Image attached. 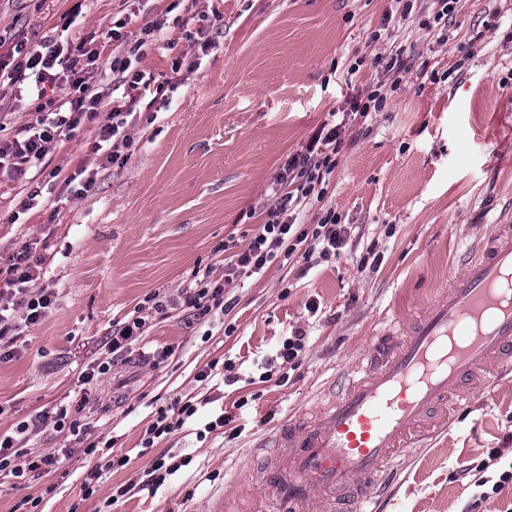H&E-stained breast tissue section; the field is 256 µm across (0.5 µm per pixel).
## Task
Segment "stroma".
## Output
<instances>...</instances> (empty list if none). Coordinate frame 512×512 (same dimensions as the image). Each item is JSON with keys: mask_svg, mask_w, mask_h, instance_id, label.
Returning <instances> with one entry per match:
<instances>
[{"mask_svg": "<svg viewBox=\"0 0 512 512\" xmlns=\"http://www.w3.org/2000/svg\"><path fill=\"white\" fill-rule=\"evenodd\" d=\"M411 2L404 18L398 0H85L68 26L72 0H0V32L32 43L87 41L118 21L131 35L140 8L178 40L173 50L156 42L139 62L166 89L138 91L123 168H100L97 127L87 122L25 175L0 180V254L41 240L43 283L56 295L0 362V433L64 400L82 405L90 440H112L128 459L102 470L90 495L83 482L96 455L73 452L62 475H0V512L27 496L41 497L39 512H209L216 495L224 512H262L269 495L249 468L262 439L340 392L387 319L421 309L496 224L512 222V0H459L444 26L432 0ZM204 12L221 15L214 48L198 70L172 73ZM398 48L410 69L393 89L373 59ZM375 85L382 109L352 114L351 97ZM332 112L345 117L344 143L318 207L349 229L341 256L278 258L239 275L225 287L230 313L190 326L153 321L131 358L80 388L106 337L149 296L176 297L205 268L223 276L225 254L254 234L250 211L279 166ZM85 165L98 171L93 189L60 196L63 179ZM36 185L41 207L18 214ZM298 329L307 342L295 363L273 365ZM156 350L170 351L168 361L154 364ZM213 362L230 365L236 383L197 381ZM176 397L199 402L197 414L144 448L158 407ZM220 413L236 438L204 433ZM493 448L512 459V373L461 400L446 432L388 472L379 512H461L473 488L458 469ZM163 455L190 463L137 489ZM129 483L130 494L113 498Z\"/></svg>", "mask_w": 512, "mask_h": 512, "instance_id": "35a3bbf8", "label": "stroma"}]
</instances>
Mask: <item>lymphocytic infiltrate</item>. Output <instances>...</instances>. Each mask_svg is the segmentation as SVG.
Returning a JSON list of instances; mask_svg holds the SVG:
<instances>
[{
  "mask_svg": "<svg viewBox=\"0 0 512 512\" xmlns=\"http://www.w3.org/2000/svg\"><path fill=\"white\" fill-rule=\"evenodd\" d=\"M163 25L159 20H144L133 43L114 53L110 62H102L101 48L85 43L66 44L46 36L32 46L17 43L0 53V86L19 90L26 81H34L31 120L17 134L5 135L0 123V174L14 178L40 163L56 146L70 139L85 121L96 123L98 143L105 146V160L124 167L133 142L130 117L136 99L134 90L149 88L151 81L136 64L145 47L158 41ZM110 68L117 86L127 98L113 101L111 111L100 109L102 96L95 83L103 68ZM342 127L319 128L303 149L289 154L269 186L270 204L261 206V221L248 243L224 260L223 279L211 271L195 275L177 297L152 295L151 304L138 308L132 317L116 328L107 340L106 359L94 360L80 375L81 384H89L108 374L115 360L121 359L159 318L183 314L187 321H201L217 309H228L225 284L240 274L260 273L276 258L308 259L320 253L323 259L339 257L347 242L348 230L334 210L318 212L315 223L303 224L299 216L314 201L322 200L336 159L342 148ZM44 258L36 240L22 243L0 261V359L9 357V347L20 327L32 326L46 315L55 301L52 289L42 284ZM198 411L196 403L174 399L170 408H161L145 431L144 447H153L155 439L180 429L186 419ZM68 431L84 454H95L97 442L88 441V427L80 409L60 404L54 412L19 422L10 435H0V474L16 478L31 474L41 478L59 469L71 449L61 452H23L28 442L46 427ZM495 470L492 476H474L472 467H464L475 491L462 512H485L487 505L512 488V461L503 462L497 450L488 453Z\"/></svg>",
  "mask_w": 512,
  "mask_h": 512,
  "instance_id": "obj_1",
  "label": "lymphocytic infiltrate"
}]
</instances>
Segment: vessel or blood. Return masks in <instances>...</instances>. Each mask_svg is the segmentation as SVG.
<instances>
[{"instance_id":"vessel-or-blood-1","label":"vessel or blood","mask_w":512,"mask_h":512,"mask_svg":"<svg viewBox=\"0 0 512 512\" xmlns=\"http://www.w3.org/2000/svg\"><path fill=\"white\" fill-rule=\"evenodd\" d=\"M372 348L313 420L277 428L260 473L277 512H370L385 470L449 422V399L512 370V225H497L438 299L390 321Z\"/></svg>"}]
</instances>
